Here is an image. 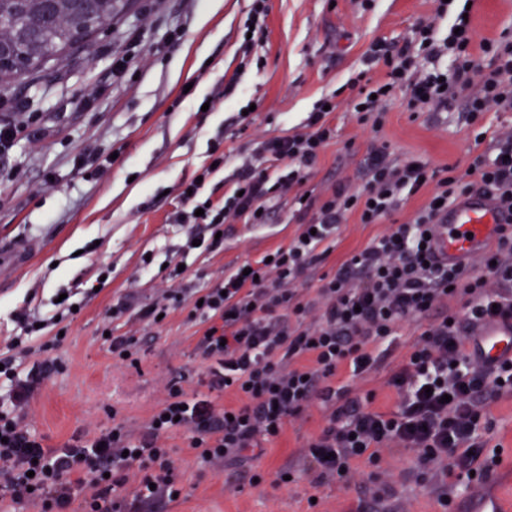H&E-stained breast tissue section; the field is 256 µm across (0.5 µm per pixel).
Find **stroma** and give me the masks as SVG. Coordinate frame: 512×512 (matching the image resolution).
<instances>
[{
	"mask_svg": "<svg viewBox=\"0 0 512 512\" xmlns=\"http://www.w3.org/2000/svg\"><path fill=\"white\" fill-rule=\"evenodd\" d=\"M251 4L131 0L126 14L100 27L67 67L0 94V113L25 101L41 132L37 140L20 135L0 157V350L6 337L20 335L12 314L28 298L48 310L56 291L69 288L79 308L50 354L56 370L30 403L29 421L50 447L115 422L138 429L164 399L166 382L177 376L188 393L214 400L193 354L203 328L189 322L186 311H173L159 327L127 314L119 333L135 330L143 338L135 366L113 359L99 328L118 298L130 292L147 297L162 287L164 263H182L185 284L207 288L294 236L299 206L292 195H279L267 223L225 225L223 252L182 254L183 229L171 220L180 207L178 189L210 164L215 140H222L228 161L208 177L202 194L216 202L232 190L235 169L261 138L293 133L317 100L333 94L340 102L330 116L336 138L305 184L314 194L341 180L360 187L368 147L377 138L389 143L395 157L418 155L436 169L469 160L472 134L462 108L414 114L400 94L376 132L348 106L350 80L364 70L376 80L384 75L364 61L370 43L409 40L415 25L432 14L433 0H266L264 38L247 50L242 34ZM472 17L476 39L512 33V0H477ZM116 55L130 58L120 75L112 71ZM90 86L98 103L77 106ZM218 87L226 96L200 111ZM82 154L104 158L103 170L77 168ZM384 230L381 224L342 225L326 261L299 281L304 297L316 299L323 272ZM103 264L111 265L112 274L99 290ZM415 340L412 328L402 329L388 362L365 378L343 372L340 380L350 382L354 394L374 392V409L394 408L396 396L384 379ZM328 414L323 402L314 401L279 438L219 470L197 462L184 432L172 433L166 446L182 494L146 512H361L364 504L373 512H462L475 501L512 512V398L492 406L491 443L500 450L494 480H461L448 488L403 449L377 465L354 463L351 482L316 481L299 451ZM282 469L291 470L293 479L278 486L275 474ZM255 473L263 477L257 486L249 483Z\"/></svg>",
	"mask_w": 512,
	"mask_h": 512,
	"instance_id": "obj_1",
	"label": "stroma"
}]
</instances>
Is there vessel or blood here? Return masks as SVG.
<instances>
[{
    "label": "vessel or blood",
    "instance_id": "obj_1",
    "mask_svg": "<svg viewBox=\"0 0 512 512\" xmlns=\"http://www.w3.org/2000/svg\"><path fill=\"white\" fill-rule=\"evenodd\" d=\"M503 217L491 196L472 193L460 198L436 227L434 251L451 264L469 262L495 237ZM472 353L483 364L512 359V321L480 325L473 331Z\"/></svg>",
    "mask_w": 512,
    "mask_h": 512
}]
</instances>
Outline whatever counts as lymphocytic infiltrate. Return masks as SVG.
Segmentation results:
<instances>
[{"label": "lymphocytic infiltrate", "instance_id": "obj_1", "mask_svg": "<svg viewBox=\"0 0 512 512\" xmlns=\"http://www.w3.org/2000/svg\"><path fill=\"white\" fill-rule=\"evenodd\" d=\"M452 26L442 37L431 20L403 45L372 43L367 60L382 66L385 76L360 85L353 105L377 131L386 121L385 104L397 93L405 94L411 112H446L464 102L468 124L480 126L467 166H448L442 176L422 157L399 160L387 143H372L363 187L340 182L325 195L307 196L298 233L270 260L194 291L177 287L181 274L172 267L165 276L169 288L154 302L136 310L121 300L110 310L102 329L112 356L134 364L140 340L115 335V321L133 310L155 325L160 314L187 307L188 321L204 326L195 355L208 387L232 394L233 402L214 406L174 380L139 432L118 424L62 449L45 446L28 428L24 409L56 368L46 353L58 345L73 310L61 301L53 313L15 312L23 334L10 343L13 355L0 358V373L12 383L7 403L0 404V512L15 505L72 512L75 504L79 512H142L181 491L166 446L172 432H188L197 460L217 468L243 458L257 439L278 438L288 419L315 399L331 408L307 446L316 478L346 480L353 461L378 463L393 447L415 451L419 463L444 480L470 475L484 483L493 477L496 459L486 451L490 407L512 394V362L487 367L474 360L470 328L480 320L512 319V223L500 226L481 263L465 266L439 262L432 235L449 206L475 191L512 214V129L493 131L484 123L489 113L512 112V40L475 41L470 20L460 15ZM444 57L445 67L439 64ZM338 107L327 98L315 104L303 131L262 141L253 161L236 171L234 190L222 203L202 197V182L190 181L173 217L190 227L183 252L223 251L217 234L231 221L266 223L271 195L307 181L335 138L328 116ZM423 191L428 197L414 217L395 222L408 199ZM352 215L362 224L387 220L391 226L321 276L322 313L305 324L308 306L293 284L326 260ZM407 326L418 341L385 381L398 397L397 408H368L336 378L344 370L354 378L370 371ZM36 352L42 361L19 378L17 358Z\"/></svg>", "mask_w": 512, "mask_h": 512}]
</instances>
